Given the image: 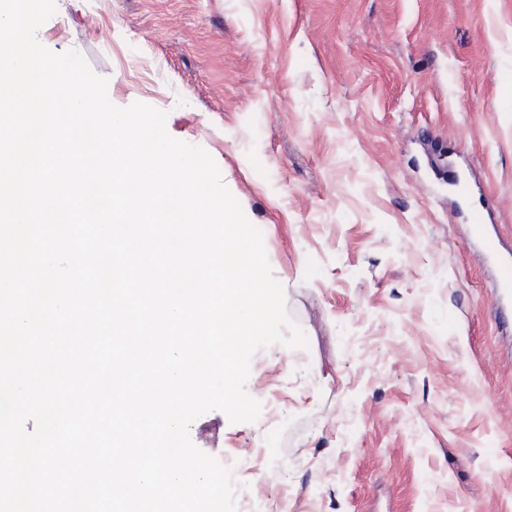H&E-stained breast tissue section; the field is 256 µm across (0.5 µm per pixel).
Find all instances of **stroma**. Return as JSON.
Here are the masks:
<instances>
[{"instance_id": "1", "label": "stroma", "mask_w": 512, "mask_h": 512, "mask_svg": "<svg viewBox=\"0 0 512 512\" xmlns=\"http://www.w3.org/2000/svg\"><path fill=\"white\" fill-rule=\"evenodd\" d=\"M39 30L167 111L259 227L302 350L250 361L278 424L198 417L281 512H512V0H56ZM473 186L456 196V180ZM468 220L472 236L481 244L486 256L490 259H497L500 245L489 233L490 215L488 211L483 208H473L469 213ZM493 288L499 306L512 305V259L496 261Z\"/></svg>"}]
</instances>
